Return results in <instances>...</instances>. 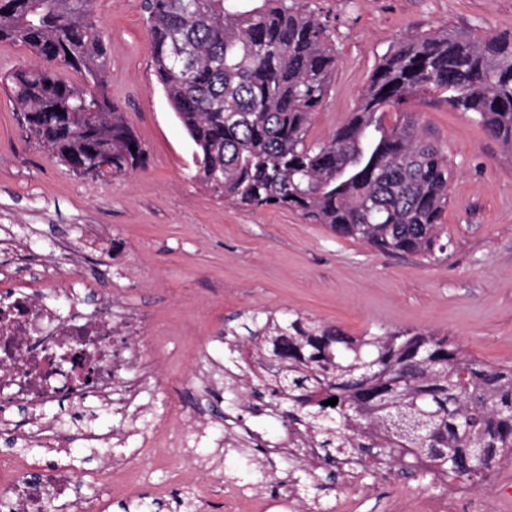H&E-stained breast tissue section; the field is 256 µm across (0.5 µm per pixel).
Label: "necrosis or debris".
Segmentation results:
<instances>
[{
	"instance_id": "1",
	"label": "necrosis or debris",
	"mask_w": 512,
	"mask_h": 512,
	"mask_svg": "<svg viewBox=\"0 0 512 512\" xmlns=\"http://www.w3.org/2000/svg\"><path fill=\"white\" fill-rule=\"evenodd\" d=\"M68 312L49 300L48 289H0V430L48 448L67 447L72 437L97 446L109 441L92 427L53 435L39 407L80 403L94 392L105 408L134 407L153 372L140 346V322L113 319L112 299L103 295L85 306L78 289H65ZM15 459L0 454V512H91L75 474L48 469L37 479L14 470Z\"/></svg>"
}]
</instances>
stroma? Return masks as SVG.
Returning a JSON list of instances; mask_svg holds the SVG:
<instances>
[{"instance_id": "35a3bbf8", "label": "stroma", "mask_w": 512, "mask_h": 512, "mask_svg": "<svg viewBox=\"0 0 512 512\" xmlns=\"http://www.w3.org/2000/svg\"><path fill=\"white\" fill-rule=\"evenodd\" d=\"M306 7L326 21L339 51L329 98L312 120L315 139L348 118L380 56L407 35L512 33V0H306ZM94 12L109 50V91L145 143L147 161L125 177L83 179L23 141L0 89V228L47 262L60 241H70L81 266L56 270L59 287L79 276L87 292L106 291L141 315L159 381L142 393L147 415L131 434L120 415L91 399L43 408L60 426L116 433L110 447L74 444L49 453L4 438L0 450L31 473L72 470L94 512H123L129 497L113 488L122 463L136 469L140 496L158 502L161 512H173L176 500H196L203 486L206 512H253L247 504L230 510L213 473L274 501L279 482L309 475L301 460L224 445L229 419L271 444L286 431L280 412L247 390L239 392L240 406L231 404L218 365L228 351L224 328L240 314L287 312L353 336L433 331L486 364L512 365V147L488 137L471 113L449 109L439 93L406 105L424 137L447 154L452 173L442 218L448 247L431 261L375 252L289 210L227 207L194 178L196 147L151 66L141 0H96ZM202 344L218 383L206 396L208 427L191 439L187 457L179 445L185 416L171 398L194 370ZM347 484L359 512H424L422 494L436 491L422 477L364 473L351 483L342 476L297 499L299 512H338Z\"/></svg>"}]
</instances>
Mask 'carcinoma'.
Wrapping results in <instances>:
<instances>
[{"mask_svg": "<svg viewBox=\"0 0 512 512\" xmlns=\"http://www.w3.org/2000/svg\"><path fill=\"white\" fill-rule=\"evenodd\" d=\"M94 0H0V41L39 60L0 74L25 142L69 171L95 157L127 176L146 149L108 93ZM152 62L197 147L195 177L245 210H293L382 253L443 251L447 155L385 110L443 91L454 110L512 145V34L415 33L387 50L348 119L310 137L336 69L328 26L298 0H144ZM74 71L81 81L62 77ZM136 150H131V147ZM230 351L248 387L288 404L323 460L354 456L439 483L485 481L512 459V366H488L444 334L407 329L351 336L296 316L255 312ZM336 397L335 406L322 402Z\"/></svg>", "mask_w": 512, "mask_h": 512, "instance_id": "cac0c4a2", "label": "carcinoma"}]
</instances>
